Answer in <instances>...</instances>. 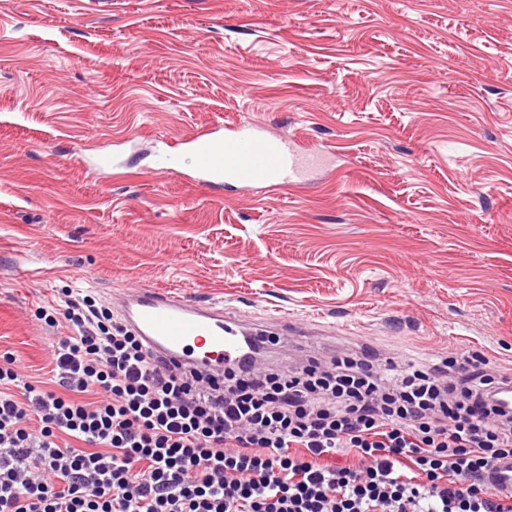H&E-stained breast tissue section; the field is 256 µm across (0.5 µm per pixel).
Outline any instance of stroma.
<instances>
[{
  "mask_svg": "<svg viewBox=\"0 0 512 512\" xmlns=\"http://www.w3.org/2000/svg\"><path fill=\"white\" fill-rule=\"evenodd\" d=\"M510 71L512 0H0V356L47 380L38 308L157 288L326 361L512 375ZM238 121L330 156L288 194L194 183L181 143Z\"/></svg>",
  "mask_w": 512,
  "mask_h": 512,
  "instance_id": "obj_1",
  "label": "stroma"
}]
</instances>
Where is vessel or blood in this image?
<instances>
[{
    "label": "vessel or blood",
    "instance_id": "obj_1",
    "mask_svg": "<svg viewBox=\"0 0 512 512\" xmlns=\"http://www.w3.org/2000/svg\"><path fill=\"white\" fill-rule=\"evenodd\" d=\"M191 150L197 179L210 188L296 189L323 161L322 153L291 138L269 135L255 122L238 123L223 136L198 135ZM118 306L150 353L204 371L241 360L248 345L260 339L259 331L240 330L223 309L202 308L153 288L132 290ZM486 481L498 494L512 496V458L488 469Z\"/></svg>",
    "mask_w": 512,
    "mask_h": 512
}]
</instances>
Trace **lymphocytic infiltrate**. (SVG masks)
Masks as SVG:
<instances>
[{"label": "lymphocytic infiltrate", "mask_w": 512, "mask_h": 512, "mask_svg": "<svg viewBox=\"0 0 512 512\" xmlns=\"http://www.w3.org/2000/svg\"><path fill=\"white\" fill-rule=\"evenodd\" d=\"M44 319L72 330L52 388L0 362V512H512L485 482L512 411L478 352L216 378L150 356L92 295Z\"/></svg>", "instance_id": "1"}]
</instances>
